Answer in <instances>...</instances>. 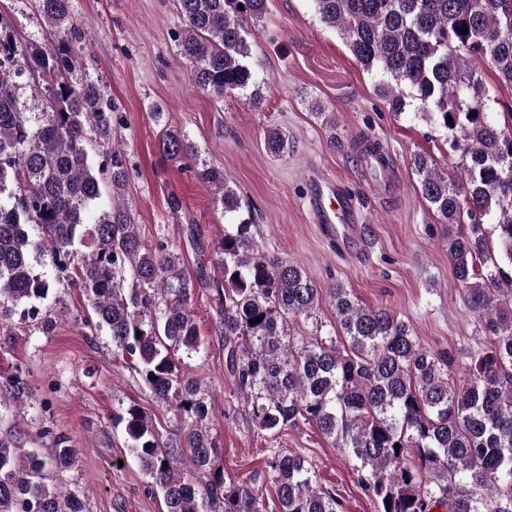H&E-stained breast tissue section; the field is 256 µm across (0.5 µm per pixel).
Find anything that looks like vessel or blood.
I'll return each mask as SVG.
<instances>
[{
  "instance_id": "obj_1",
  "label": "vessel or blood",
  "mask_w": 512,
  "mask_h": 512,
  "mask_svg": "<svg viewBox=\"0 0 512 512\" xmlns=\"http://www.w3.org/2000/svg\"><path fill=\"white\" fill-rule=\"evenodd\" d=\"M310 209L325 236L350 246L362 216L356 200L328 178L311 175L308 179Z\"/></svg>"
}]
</instances>
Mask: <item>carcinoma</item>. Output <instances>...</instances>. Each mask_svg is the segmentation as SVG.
I'll use <instances>...</instances> for the list:
<instances>
[{
	"instance_id": "cac0c4a2",
	"label": "carcinoma",
	"mask_w": 512,
	"mask_h": 512,
	"mask_svg": "<svg viewBox=\"0 0 512 512\" xmlns=\"http://www.w3.org/2000/svg\"><path fill=\"white\" fill-rule=\"evenodd\" d=\"M266 2L177 0L179 55L196 90L218 100L237 91L260 103L261 81L246 63L248 24ZM313 2L355 59L381 75L391 111L418 100L451 132L459 179L423 154L409 165L448 224L455 280L490 345L462 379L448 353L424 348L390 308L363 306L339 283L327 294L343 337L291 335L297 318L314 313L322 289L302 267L259 249L253 213L224 170L199 160L189 137L168 127L160 151L174 162L196 161L197 180L235 219L217 248L220 279L212 288L225 367L261 430L302 423L333 439L376 512H512V128L489 116L482 78L488 65L512 84V0ZM38 10L55 29L51 44L20 39L0 16V338L36 320L51 329L53 312L41 305L51 292L83 295L85 328L107 332L113 350L173 411L176 424L165 434L135 405L115 418L167 512H341L340 499L314 487L312 464L295 452L273 450L248 477H224L206 424L208 399L178 356L200 346L195 285L169 243L143 241L131 221L121 190L133 165L112 146V105L96 83L69 77L86 40L70 0H38ZM26 87L41 111H26ZM41 254L50 256L49 274L35 269ZM6 385L14 403L27 393L19 370ZM75 454L64 435L49 455L1 436L0 512H84L85 493L55 478ZM267 481L275 487L270 498Z\"/></svg>"
}]
</instances>
